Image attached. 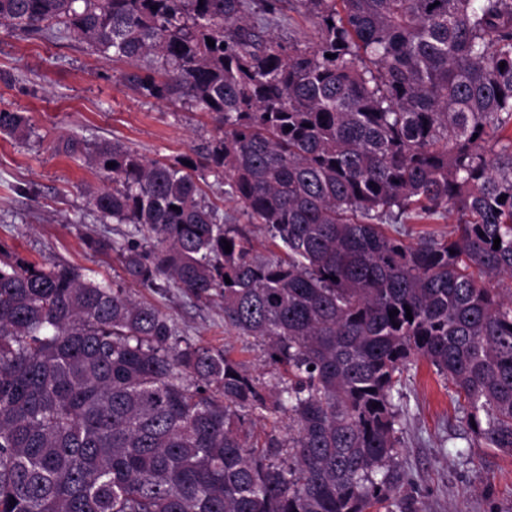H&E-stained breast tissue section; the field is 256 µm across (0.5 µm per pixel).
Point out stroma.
I'll use <instances>...</instances> for the list:
<instances>
[{"label":"stroma","mask_w":512,"mask_h":512,"mask_svg":"<svg viewBox=\"0 0 512 512\" xmlns=\"http://www.w3.org/2000/svg\"><path fill=\"white\" fill-rule=\"evenodd\" d=\"M127 69L70 36L46 40L0 30V109L25 113L32 123L25 137L0 134L1 246L99 280L122 279L115 256L85 243L120 230L99 223L88 203L87 187L104 179L83 157L65 153L64 139L74 135L90 146L118 141L172 162L217 133L208 113L138 95L123 79ZM133 292L167 314L181 336L241 351L253 374L265 377L263 346H243L225 332L219 304L197 302L175 288ZM455 399L448 381L423 361L398 388L394 400L408 411L396 459L403 505L416 512H512V454L478 440Z\"/></svg>","instance_id":"obj_1"}]
</instances>
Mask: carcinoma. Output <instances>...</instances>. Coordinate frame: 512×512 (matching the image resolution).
<instances>
[{"mask_svg":"<svg viewBox=\"0 0 512 512\" xmlns=\"http://www.w3.org/2000/svg\"><path fill=\"white\" fill-rule=\"evenodd\" d=\"M285 2L0 0L1 28L72 35L133 63L139 95L212 115L196 158L63 149L112 182L86 190L99 220L132 226L87 247L219 302L269 375L120 284L0 248V512H376L420 359L512 454V0H300L312 46L270 34ZM30 129L0 110L1 133ZM207 172L278 253L203 199ZM259 411L288 436L255 442Z\"/></svg>","mask_w":512,"mask_h":512,"instance_id":"carcinoma-1","label":"carcinoma"}]
</instances>
